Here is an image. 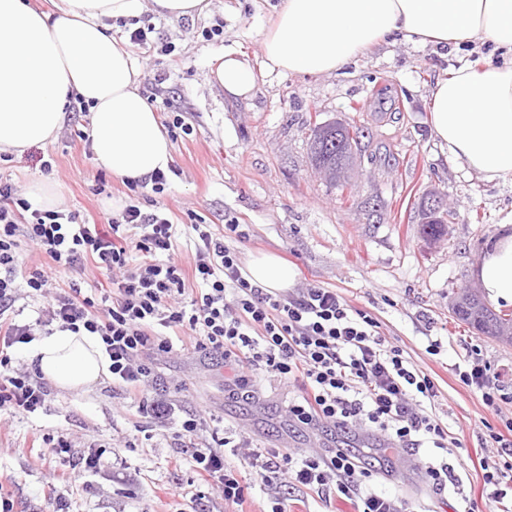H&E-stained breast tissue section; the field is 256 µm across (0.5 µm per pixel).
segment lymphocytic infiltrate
<instances>
[{"label":"lymphocytic infiltrate","instance_id":"f902f5d3","mask_svg":"<svg viewBox=\"0 0 512 512\" xmlns=\"http://www.w3.org/2000/svg\"><path fill=\"white\" fill-rule=\"evenodd\" d=\"M194 230L195 254L186 261L163 207L146 211L128 204L103 230L77 223L62 206L33 207L11 184L0 182V410L32 414L48 395L39 374L14 367L15 346L54 325L85 331L101 338L113 384L140 415L157 424L178 422L193 472L190 485L241 504L243 476L224 461L225 452L239 451L253 480L270 491V512H291L290 489L337 496L354 512H408V503L371 486L374 475L388 472V462L369 463L355 448L300 456L226 436L200 448V415L182 414L174 402L150 396L156 377L147 355L172 352L175 342L187 340L194 352L223 358L244 400L256 397L261 375L296 387L288 416L299 426L347 432L369 425L403 449L426 442L445 451L456 444L431 410L439 398L434 378L388 344L375 319L332 288L282 294L251 283L233 247L247 236L241 225H225L220 235L206 224ZM25 245L38 252L40 262H23ZM60 269L95 271L92 291L53 285ZM24 291L46 304L31 324L12 311ZM458 377L481 393L487 407L498 408L505 399L478 352H470Z\"/></svg>","mask_w":512,"mask_h":512}]
</instances>
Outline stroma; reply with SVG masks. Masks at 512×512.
Returning <instances> with one entry per match:
<instances>
[{
  "mask_svg": "<svg viewBox=\"0 0 512 512\" xmlns=\"http://www.w3.org/2000/svg\"><path fill=\"white\" fill-rule=\"evenodd\" d=\"M281 0H211L206 14L168 18L144 11L158 32L152 52L134 50L143 73L141 91L155 96L161 121L181 116L190 127L173 142L175 175L160 194L129 190L101 168L90 143L74 130H89L90 112L66 106L57 136L23 156L0 154V179L25 195L35 181L55 185L58 201L78 222L106 224L131 203L156 199L177 226L184 256L195 253L192 221L222 233L228 220L245 224L237 243L241 260L272 252L285 259L293 285L336 289L355 309L380 324L386 340L431 373L440 391L436 414L459 445L449 451L421 447L384 452L382 437L356 429H307L288 419L296 388L262 381L256 399L233 393V376L221 359H203L188 348L152 356L159 393L200 414V440L213 429L264 448L299 452L354 446L370 456H389L393 474L377 491L408 500L415 512H462L477 497L478 512H512V500L482 495V475L470 457L488 426L512 419L484 405L480 392L463 385L453 366L479 348L492 370L512 369V346L476 334L448 313L454 293L477 283L484 249L502 222L512 219V183H488L460 169L430 133V91L436 80L470 60L469 47L420 44L397 34L341 69L316 75L272 71L263 64L260 32ZM222 24L224 35L204 37ZM174 52H166V45ZM227 50L251 62L255 87L248 98L226 96L212 79L214 59ZM341 120L359 129L360 175L345 190L331 187L310 163L313 125ZM441 192L456 218L444 240L424 241L418 204ZM438 350H431V341ZM178 426L156 425L114 388L111 377L94 387H50L44 407L26 418L0 411V490L17 512H236L215 493L173 499L165 486L187 483L188 460L177 457ZM71 444L73 456L45 460L46 441ZM100 456L98 472L43 492L54 465L72 470L80 455ZM447 465L455 484L442 494L429 486L420 461Z\"/></svg>",
  "mask_w": 512,
  "mask_h": 512,
  "instance_id": "stroma-1",
  "label": "stroma"
}]
</instances>
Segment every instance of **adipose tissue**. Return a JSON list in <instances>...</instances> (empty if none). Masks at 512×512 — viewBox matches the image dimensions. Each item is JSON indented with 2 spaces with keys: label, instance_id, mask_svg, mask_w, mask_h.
Returning <instances> with one entry per match:
<instances>
[{
  "label": "adipose tissue",
  "instance_id": "obj_1",
  "mask_svg": "<svg viewBox=\"0 0 512 512\" xmlns=\"http://www.w3.org/2000/svg\"><path fill=\"white\" fill-rule=\"evenodd\" d=\"M208 6V0H57L55 13L46 14L29 0H0V152L21 154L54 137L66 104L78 97L93 114L96 159L112 177L133 182L169 171L172 145L110 23L147 7L181 18ZM397 33L425 44H491L512 53V0H283L260 36L270 70L321 74ZM211 75L235 97L254 87L253 67L232 50L218 57ZM429 124L461 168L489 182H512V61H468L438 80ZM247 273L273 292L292 283L287 264L269 252L254 255ZM477 276L490 305H512V234L493 241ZM26 356L61 390L91 387L108 373L100 337L85 332L56 330L32 341Z\"/></svg>",
  "mask_w": 512,
  "mask_h": 512
}]
</instances>
